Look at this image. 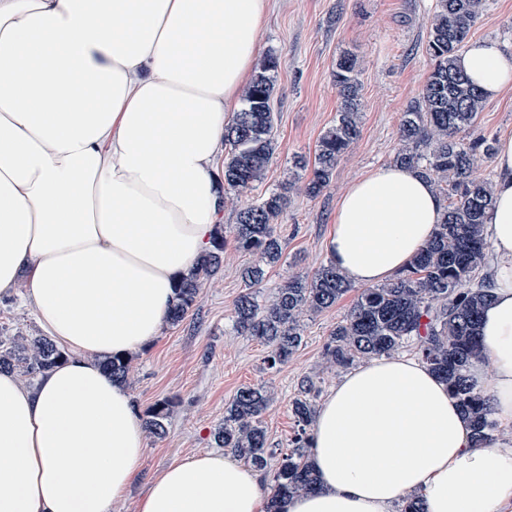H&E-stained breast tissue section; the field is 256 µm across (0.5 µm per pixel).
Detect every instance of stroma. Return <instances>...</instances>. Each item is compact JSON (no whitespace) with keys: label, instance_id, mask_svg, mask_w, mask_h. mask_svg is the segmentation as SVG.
Masks as SVG:
<instances>
[{"label":"stroma","instance_id":"obj_1","mask_svg":"<svg viewBox=\"0 0 512 512\" xmlns=\"http://www.w3.org/2000/svg\"><path fill=\"white\" fill-rule=\"evenodd\" d=\"M260 35L262 53L279 57L271 100L278 141L263 182L251 194L225 195L222 226L229 242L224 263L204 284L197 304L179 324L163 323L158 336L132 358L127 388L139 414L169 401L171 414L163 437L147 435L140 474L111 512H137L150 482L186 457L216 452L213 430L238 389L265 386L270 404L263 414L269 443L287 448L293 434L289 405L302 377L313 378L321 396L335 388L342 371L326 363L323 352L331 330L348 313L344 297L319 314H304L303 342L288 363L271 370L266 346L238 335L233 302L244 284L240 277L251 256L230 239L240 208L259 203L288 177L293 155L313 156L320 136L336 119L339 99L332 72L342 52L358 57L361 85L360 136L340 158L329 186L315 198L291 193L273 223L288 241L285 254L270 269L261 290L271 300L289 273L312 276L328 261L327 241L336 205L349 184L373 168L391 163L403 113L415 101L430 70L426 54L428 21L436 0H272ZM471 39L491 38L512 47V0H486ZM471 136L512 134V90L488 102ZM26 288L0 302V328L26 336L39 325L24 301Z\"/></svg>","mask_w":512,"mask_h":512}]
</instances>
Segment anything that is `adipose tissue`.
Returning <instances> with one entry per match:
<instances>
[{
    "instance_id": "adipose-tissue-1",
    "label": "adipose tissue",
    "mask_w": 512,
    "mask_h": 512,
    "mask_svg": "<svg viewBox=\"0 0 512 512\" xmlns=\"http://www.w3.org/2000/svg\"><path fill=\"white\" fill-rule=\"evenodd\" d=\"M269 0H0V298L26 284L64 362L31 387L0 371V512H110L137 476L145 427L99 357L154 339L174 286L224 209V128L260 51ZM459 68L488 100L512 50L471 43ZM487 222L498 256L468 369L512 427V136ZM418 170L389 164L340 197L328 241L352 284L392 278L442 223ZM316 492L284 512H503L512 441L475 445L447 385L383 357L346 374L312 424ZM261 476L229 457L169 466L138 512H265Z\"/></svg>"
}]
</instances>
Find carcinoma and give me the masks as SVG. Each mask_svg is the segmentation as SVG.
I'll use <instances>...</instances> for the list:
<instances>
[{
  "label": "carcinoma",
  "instance_id": "carcinoma-1",
  "mask_svg": "<svg viewBox=\"0 0 512 512\" xmlns=\"http://www.w3.org/2000/svg\"><path fill=\"white\" fill-rule=\"evenodd\" d=\"M485 0H438L429 21L426 53L432 61L422 92L403 113L399 146L393 161L418 168L447 201L442 224L408 266L387 283L362 289L344 321L329 334L324 358L346 369L369 358L390 356L411 341L419 359L448 385L480 446L498 431L481 391L467 374L480 355L478 329L490 299L486 217L494 203L491 182L477 175L478 162L494 153L495 140L461 136L475 126L484 111L482 93L457 67V57L479 20ZM279 58L260 60L242 95V108L224 130V191L246 194L265 176L276 150L270 101ZM358 59L346 52L332 72L341 106L336 121L320 137L314 160L291 159V168L311 169L305 185L310 197L329 186L336 164L359 135ZM296 186L289 176L261 202L238 210L234 232L236 248L256 257L241 270L244 290L233 304L234 329L260 340L268 349L269 368L288 362L303 339L301 317L334 305L352 290L333 259L312 277H289L270 301L260 299L268 269L283 257L286 242L274 234L273 221L288 205V191ZM224 231L215 230L211 248L195 270L176 286L177 301L167 322L177 324L196 305L202 287L219 269L224 254ZM66 354L42 333L6 336L0 333V370L20 373L29 383L65 359ZM113 378L125 384L130 360L107 356L99 360ZM319 390L305 378L290 404L295 422L288 451L270 448L262 417L270 402L265 386L238 390L224 409V421L213 431L217 447L258 472L272 474L267 512H280V503L319 488L308 460V427L317 412ZM170 403L156 404L143 418L145 429L166 433Z\"/></svg>",
  "mask_w": 512,
  "mask_h": 512
}]
</instances>
